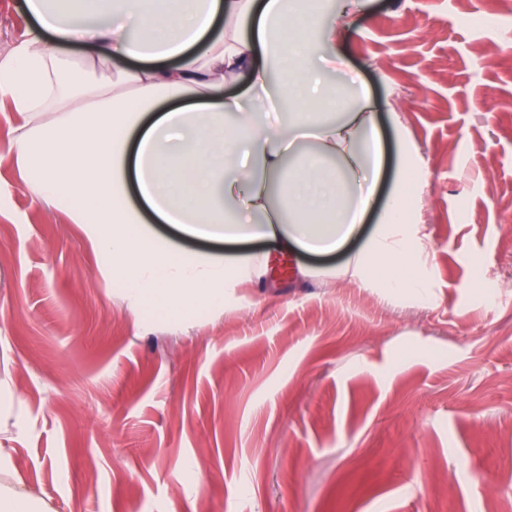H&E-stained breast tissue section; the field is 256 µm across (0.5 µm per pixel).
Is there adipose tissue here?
Masks as SVG:
<instances>
[{
    "label": "adipose tissue",
    "instance_id": "1",
    "mask_svg": "<svg viewBox=\"0 0 512 512\" xmlns=\"http://www.w3.org/2000/svg\"><path fill=\"white\" fill-rule=\"evenodd\" d=\"M28 39L0 57V99L25 114L10 149L23 186L85 225L104 268L163 315L220 308L259 276L263 254L232 262L177 249L156 220L208 240L284 251L339 250L371 204L383 165L374 103L345 106L326 74L347 25L334 0H25ZM87 44L81 65L68 52ZM315 54L290 59L289 46ZM112 63L111 80L96 60ZM313 141L318 154L301 153ZM401 142L385 208L342 268L360 284L422 292L430 251Z\"/></svg>",
    "mask_w": 512,
    "mask_h": 512
}]
</instances>
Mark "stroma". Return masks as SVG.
<instances>
[{"instance_id": "1", "label": "stroma", "mask_w": 512, "mask_h": 512, "mask_svg": "<svg viewBox=\"0 0 512 512\" xmlns=\"http://www.w3.org/2000/svg\"><path fill=\"white\" fill-rule=\"evenodd\" d=\"M23 2L0 0L2 55ZM357 3L329 79L358 74L388 157L402 128L423 159L417 297L337 277L356 239L213 244L263 275L158 316L21 185L0 109V455L52 512H512V44L466 21L500 0Z\"/></svg>"}]
</instances>
